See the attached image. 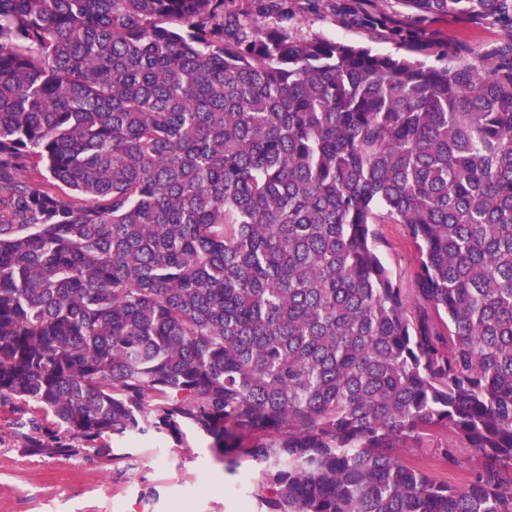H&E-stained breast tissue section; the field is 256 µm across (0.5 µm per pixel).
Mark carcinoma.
I'll return each mask as SVG.
<instances>
[{
  "label": "carcinoma",
  "instance_id": "obj_1",
  "mask_svg": "<svg viewBox=\"0 0 512 512\" xmlns=\"http://www.w3.org/2000/svg\"><path fill=\"white\" fill-rule=\"evenodd\" d=\"M262 8L0 0V401L50 455L190 427L264 512H512V41L434 66ZM440 431L463 483L399 452ZM377 249L393 278L403 288L409 315L421 306L415 293L416 252L401 224H376Z\"/></svg>",
  "mask_w": 512,
  "mask_h": 512
}]
</instances>
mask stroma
<instances>
[{
	"instance_id": "obj_1",
	"label": "stroma",
	"mask_w": 512,
	"mask_h": 512,
	"mask_svg": "<svg viewBox=\"0 0 512 512\" xmlns=\"http://www.w3.org/2000/svg\"><path fill=\"white\" fill-rule=\"evenodd\" d=\"M342 4L294 0L288 20L272 13L259 20L292 34L323 35L429 64L449 50L463 47L475 58L512 41V28L495 22L474 27L455 18L422 19L398 0H378L379 10L410 31V39L400 42L362 24ZM376 231L381 258L403 289L409 313H416L421 303L415 293V249L402 225L380 224ZM18 418L11 403L0 402V512H261L252 495L250 463L228 469L193 431H185L179 444L158 433L116 441L118 459L105 463L90 452L65 458L24 448ZM451 443L461 462L455 469L441 461L442 448ZM403 454L443 481H461L474 468L464 444L445 432L408 443Z\"/></svg>"
}]
</instances>
